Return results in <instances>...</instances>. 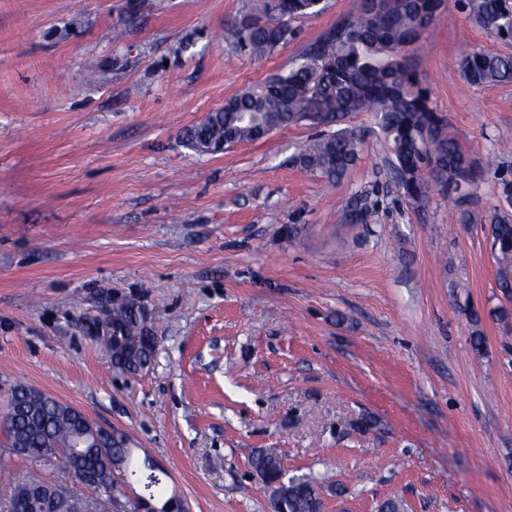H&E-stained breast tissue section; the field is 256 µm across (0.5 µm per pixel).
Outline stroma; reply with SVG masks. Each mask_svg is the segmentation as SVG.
<instances>
[{
	"mask_svg": "<svg viewBox=\"0 0 512 512\" xmlns=\"http://www.w3.org/2000/svg\"><path fill=\"white\" fill-rule=\"evenodd\" d=\"M466 2L409 53L480 160L512 144V82L468 86L459 59L512 38ZM353 4L322 0L255 59L228 32L258 0H0V407L25 384L125 433L163 471L158 510L268 512L249 461L273 448L288 476L336 484L322 512H512V289L487 221L512 153L465 206L434 192L418 209L368 112L340 122L367 147L338 182L290 164L307 122L215 155L182 139ZM358 199L372 223H346ZM125 301L154 318L136 375L87 329ZM32 473L88 492L0 434V490Z\"/></svg>",
	"mask_w": 512,
	"mask_h": 512,
	"instance_id": "1",
	"label": "stroma"
}]
</instances>
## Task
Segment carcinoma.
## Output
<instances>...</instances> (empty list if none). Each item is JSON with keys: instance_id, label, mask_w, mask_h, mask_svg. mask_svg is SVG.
Wrapping results in <instances>:
<instances>
[{"instance_id": "1", "label": "carcinoma", "mask_w": 512, "mask_h": 512, "mask_svg": "<svg viewBox=\"0 0 512 512\" xmlns=\"http://www.w3.org/2000/svg\"><path fill=\"white\" fill-rule=\"evenodd\" d=\"M369 0H356L355 9L339 19L300 60L265 83L249 87L228 100L222 113L183 133L195 150L202 139L233 143L262 140L269 129L309 121L329 126L352 112H372L391 145L395 161L392 178L410 203L426 205L430 183L459 204L465 202L478 172V164L462 150L447 120L432 105L430 91L422 86L408 55V46L423 37L420 16L436 22L444 0H383L377 17ZM319 0H259L257 13L241 19L231 32L235 44L255 57H263L288 41V21L317 12ZM469 13L488 34L512 37V7L506 0H467ZM460 68L471 86L512 81V55L475 50L462 55ZM365 140L349 130L321 134L303 148L293 162L302 169L339 181L356 165ZM346 222L368 224L372 211L357 204L347 209ZM492 247L499 257V282L512 288V214L495 207L488 215ZM115 341L109 342L112 365L136 375L151 363L148 344L149 317L126 303L112 308ZM8 404L15 406L10 427L4 429L8 445L21 435L29 454L36 449L65 451L86 428L78 414L67 417L71 405L26 385L13 388ZM138 477L134 450L123 441L106 448H89L86 456L72 458L75 478L90 473L99 492L95 497H72L73 512H103L99 498L112 486L113 467ZM253 470L274 488L268 499L270 512H322L325 486L308 477L281 480V457L263 451L251 459ZM47 482L28 476L9 489L11 512H25L32 486Z\"/></svg>"}]
</instances>
